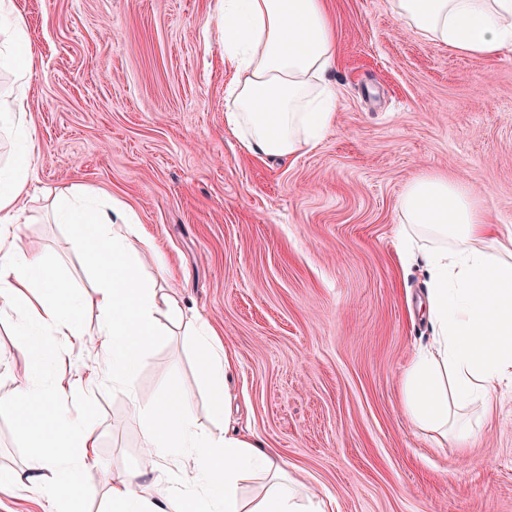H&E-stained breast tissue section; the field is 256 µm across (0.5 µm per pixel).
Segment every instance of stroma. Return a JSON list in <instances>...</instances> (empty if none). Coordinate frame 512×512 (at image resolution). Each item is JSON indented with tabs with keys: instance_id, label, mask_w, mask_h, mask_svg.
<instances>
[{
	"instance_id": "1",
	"label": "stroma",
	"mask_w": 512,
	"mask_h": 512,
	"mask_svg": "<svg viewBox=\"0 0 512 512\" xmlns=\"http://www.w3.org/2000/svg\"><path fill=\"white\" fill-rule=\"evenodd\" d=\"M37 53L29 224L20 235L83 289L94 272L44 189L84 187L148 233L140 275L173 288L237 363L228 424L257 434L334 512H512V387L465 446L418 428L404 405L413 355L432 327L424 275L398 258L399 197L423 171L474 180L494 223L512 227V52L460 57L399 27L388 0H327L339 40L336 119L295 159L247 156L224 125V50L205 22L216 0H16ZM15 312L0 314V395L28 365ZM50 384L94 359L48 339ZM186 390L215 427L192 337L149 339L136 398L111 383L87 413L99 435L84 512H113L112 479L142 471L135 402ZM0 413V472L32 453Z\"/></svg>"
}]
</instances>
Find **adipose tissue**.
Listing matches in <instances>:
<instances>
[{
  "mask_svg": "<svg viewBox=\"0 0 512 512\" xmlns=\"http://www.w3.org/2000/svg\"><path fill=\"white\" fill-rule=\"evenodd\" d=\"M391 6L401 27L457 55L512 50V0H391ZM211 22L224 45V123L242 150L290 158L315 147L336 116L331 75L338 43L325 0H218ZM36 63L15 0H0V68L13 76L10 94L0 97V133L15 146L13 160L0 166V312L18 314L32 360L53 357L42 340L49 332L96 351L93 362L47 387L25 373L11 395L0 396V412L29 408L15 422L16 437L51 446L50 453L33 456L27 478L46 498L48 512H82L80 492L98 436L85 415L59 407L101 379L131 386L145 342L157 335L160 319L181 325L184 300L140 279L136 242L146 232L127 223L120 205L78 195L54 201L55 223L72 227L77 246L96 265L95 329L80 324L79 289L65 287L54 262L22 241L18 228L29 221L24 200L34 142L27 90ZM398 210L400 259L423 266L433 327L429 346L406 373V409L418 427L464 441L477 431L466 419L471 405L490 414L504 384H512V230L489 222L475 182L439 171L409 181ZM191 334L212 413L223 419L225 379L235 356L217 344L207 320L197 319ZM139 411L146 419L148 465L175 448L193 462L175 478L190 490L166 498L158 512H198L200 490L211 512H333L330 497L306 491L259 439L201 427L184 391L166 388ZM254 475L266 486L248 498L242 484Z\"/></svg>",
  "mask_w": 512,
  "mask_h": 512,
  "instance_id": "adipose-tissue-1",
  "label": "adipose tissue"
}]
</instances>
